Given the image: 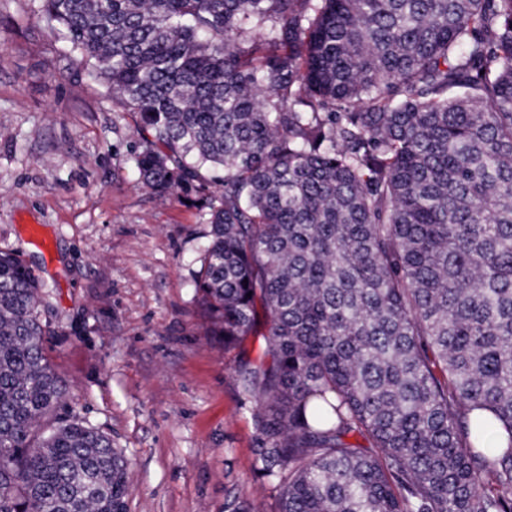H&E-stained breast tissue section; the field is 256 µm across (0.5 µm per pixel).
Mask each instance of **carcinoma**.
Here are the masks:
<instances>
[{
  "label": "carcinoma",
  "mask_w": 512,
  "mask_h": 512,
  "mask_svg": "<svg viewBox=\"0 0 512 512\" xmlns=\"http://www.w3.org/2000/svg\"><path fill=\"white\" fill-rule=\"evenodd\" d=\"M37 2L207 216L254 512H512V0ZM41 303L0 252V512H127Z\"/></svg>",
  "instance_id": "cac0c4a2"
}]
</instances>
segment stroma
<instances>
[{
	"label": "stroma",
	"instance_id": "obj_1",
	"mask_svg": "<svg viewBox=\"0 0 512 512\" xmlns=\"http://www.w3.org/2000/svg\"><path fill=\"white\" fill-rule=\"evenodd\" d=\"M33 8L0 0V251L44 285L69 406L131 462L129 512L261 499L232 356L195 300L208 226L138 183L137 117Z\"/></svg>",
	"mask_w": 512,
	"mask_h": 512
}]
</instances>
